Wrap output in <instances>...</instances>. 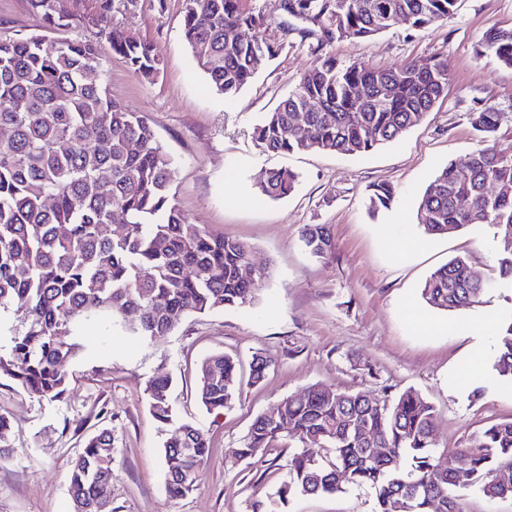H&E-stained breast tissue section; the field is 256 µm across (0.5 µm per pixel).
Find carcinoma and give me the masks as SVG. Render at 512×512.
<instances>
[{"mask_svg":"<svg viewBox=\"0 0 512 512\" xmlns=\"http://www.w3.org/2000/svg\"><path fill=\"white\" fill-rule=\"evenodd\" d=\"M47 30L94 27L130 71L147 81L161 70L153 44L117 25L139 0H26ZM457 0H287L289 14L327 23L340 38L364 40L404 20L425 28L448 18ZM267 18L244 0H185L183 38L217 94L232 102L255 77V62L275 56L258 36ZM512 68V28L486 30L475 48ZM101 66L97 44L43 35L0 38V312H13L0 377L49 401L67 390L65 367L85 350L84 332L105 324L160 342L190 314L257 305L262 274L249 246L188 222L174 203L176 166L146 115L115 101L86 79ZM448 60L433 56L388 68L362 62L314 61L298 85L254 128L265 153L330 152L362 156L420 123L447 92ZM501 113L472 112L476 131L496 132ZM299 175L271 169L258 186L264 199L288 197ZM396 190L370 189L369 210L388 209ZM467 199L469 211L459 207ZM415 223L427 236L488 224L499 243L498 277L484 279L463 257L434 270L419 294L431 308L453 311L482 303L489 288L512 292V145L476 150L468 165L450 162L419 196ZM301 239L311 256L333 250L329 228L307 224ZM197 398L210 414L237 393V364L221 352L199 366ZM485 380L512 381V309L497 314ZM171 380L149 381V405L163 424L177 420ZM436 411L407 389L387 402L364 392L318 385L284 398L256 418L236 462L262 455L283 430L301 443L287 477L256 512H283L298 495L335 494L368 486L376 512H462L461 497L479 492L512 498V420L483 429L458 455L459 467L432 443ZM205 431L179 424L164 444L165 490L189 494L208 457ZM112 436L89 438L70 472L72 512H102L112 483Z\"/></svg>","mask_w":512,"mask_h":512,"instance_id":"1","label":"carcinoma"}]
</instances>
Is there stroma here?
Masks as SVG:
<instances>
[{
  "label": "stroma",
  "instance_id": "stroma-1",
  "mask_svg": "<svg viewBox=\"0 0 512 512\" xmlns=\"http://www.w3.org/2000/svg\"><path fill=\"white\" fill-rule=\"evenodd\" d=\"M262 12V37L278 46L262 59L254 80L232 103L211 88L182 36L184 0H140L136 15H114L136 37L154 44L158 78L134 76L96 29L57 31L97 42L102 67L94 76L114 99L145 113L172 157L176 205L190 223L250 245L264 273L259 304L187 316L152 344L91 329L88 353L67 367L68 391L49 401L0 380V415L11 423L9 456L0 461V512H71V464L85 439L112 434V512H252L284 479L296 442L264 456L232 463L254 420L283 398L317 384L362 391L380 399L413 388L436 409L434 442L455 453L494 422L512 419V384L473 396L463 369L469 357L490 347L472 328L476 318L505 309L502 292L488 290L483 304L454 311L422 305L426 277L456 256L466 257L486 279L497 276L498 244L485 224L426 239L414 222L417 199L436 171L464 164L485 141L472 126L475 107L488 103L502 114L496 143L512 144V68L479 57L474 46L491 26L512 28V0H459L447 20L416 29L397 23L367 40L328 35L323 24L289 15L284 0H245ZM26 0H0V37L38 33ZM429 56L447 58L451 76L445 97L398 140L360 157L339 153L266 154L252 143L256 121L273 111L316 60L335 58L373 67ZM299 173L287 198L260 200L266 171ZM385 181L396 191L390 209L370 214V185ZM307 224L330 228L335 248L321 258L304 247ZM418 311L411 319L410 311ZM221 352L236 360L240 395L223 414H209L196 395L204 357ZM275 366L259 384L249 380L255 356ZM170 376V399L179 421L200 425L209 456L194 490L173 498L164 490L162 448L174 433L150 409L145 388ZM366 486L333 495L299 496L286 512H374Z\"/></svg>",
  "mask_w": 512,
  "mask_h": 512
}]
</instances>
